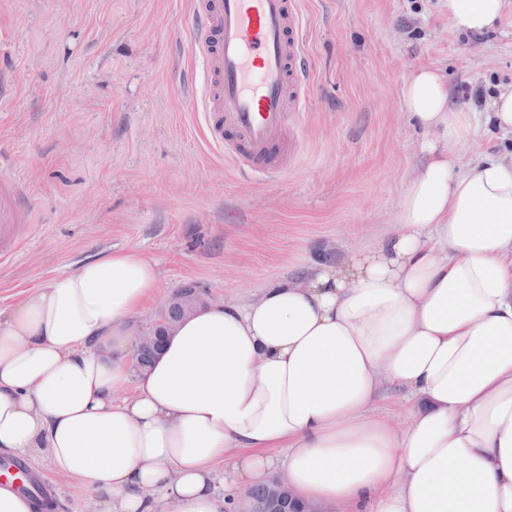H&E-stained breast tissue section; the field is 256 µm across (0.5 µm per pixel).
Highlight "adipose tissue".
<instances>
[{
	"instance_id": "adipose-tissue-1",
	"label": "adipose tissue",
	"mask_w": 512,
	"mask_h": 512,
	"mask_svg": "<svg viewBox=\"0 0 512 512\" xmlns=\"http://www.w3.org/2000/svg\"><path fill=\"white\" fill-rule=\"evenodd\" d=\"M502 9L448 0L463 32ZM402 101L428 161L397 231L307 281L201 307L150 368L134 336L156 274L137 249L0 313V452L46 456L106 512H224L215 464L266 483L270 448L301 498L350 512H512V162H454L482 124L512 135V87L483 114L422 66ZM386 387L408 395V428L376 412Z\"/></svg>"
}]
</instances>
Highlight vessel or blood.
<instances>
[{"label":"vessel or blood","mask_w":512,"mask_h":512,"mask_svg":"<svg viewBox=\"0 0 512 512\" xmlns=\"http://www.w3.org/2000/svg\"><path fill=\"white\" fill-rule=\"evenodd\" d=\"M192 47L205 67L200 110L209 141L250 169L282 166L288 117L309 90L307 29L298 0H198ZM232 142H225V132ZM20 190L0 184V258L24 244Z\"/></svg>","instance_id":"vessel-or-blood-1"}]
</instances>
